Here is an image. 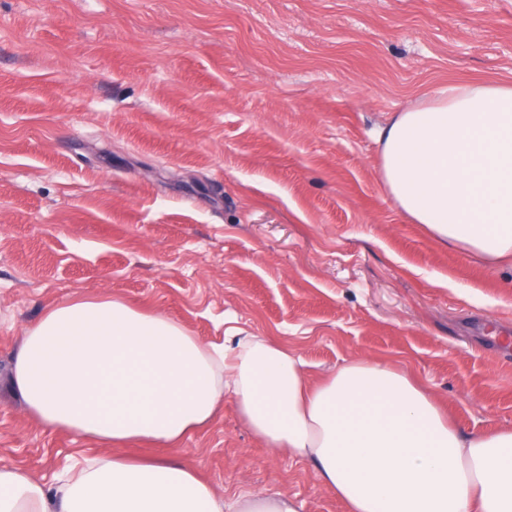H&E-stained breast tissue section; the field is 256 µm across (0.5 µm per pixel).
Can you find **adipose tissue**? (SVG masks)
Listing matches in <instances>:
<instances>
[{"mask_svg":"<svg viewBox=\"0 0 512 512\" xmlns=\"http://www.w3.org/2000/svg\"><path fill=\"white\" fill-rule=\"evenodd\" d=\"M381 180L439 243L512 266V83L448 84L380 128ZM10 387L45 428L97 441L50 481L0 465V512H298L259 490L227 498L177 459L112 447H181L232 400L252 435L309 462L348 512H512V428L466 433L387 361L323 379L282 343L205 340L164 312L111 298L61 301L27 328Z\"/></svg>","mask_w":512,"mask_h":512,"instance_id":"adipose-tissue-1","label":"adipose tissue"}]
</instances>
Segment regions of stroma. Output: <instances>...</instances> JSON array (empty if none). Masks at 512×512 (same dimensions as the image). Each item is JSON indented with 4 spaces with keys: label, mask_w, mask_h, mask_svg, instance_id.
<instances>
[{
    "label": "stroma",
    "mask_w": 512,
    "mask_h": 512,
    "mask_svg": "<svg viewBox=\"0 0 512 512\" xmlns=\"http://www.w3.org/2000/svg\"><path fill=\"white\" fill-rule=\"evenodd\" d=\"M451 82H512V0H0V465L99 452L8 387L73 297L321 372L391 360L462 431L512 428V269L439 244L379 175L376 129ZM176 454L224 496L346 512L232 402Z\"/></svg>",
    "instance_id": "stroma-1"
}]
</instances>
